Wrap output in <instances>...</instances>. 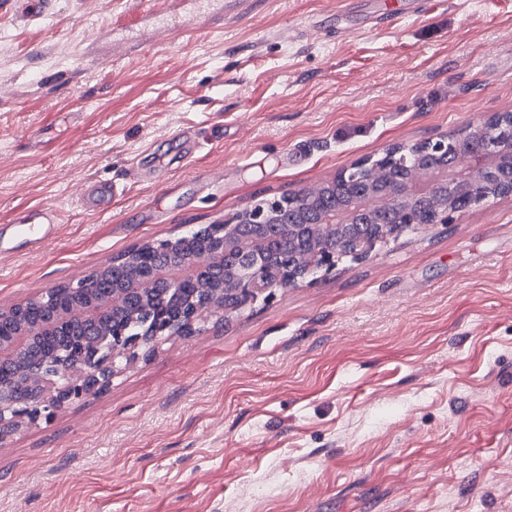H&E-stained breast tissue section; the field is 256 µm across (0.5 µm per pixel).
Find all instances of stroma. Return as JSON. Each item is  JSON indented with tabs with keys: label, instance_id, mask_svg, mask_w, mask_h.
<instances>
[{
	"label": "stroma",
	"instance_id": "1",
	"mask_svg": "<svg viewBox=\"0 0 512 512\" xmlns=\"http://www.w3.org/2000/svg\"><path fill=\"white\" fill-rule=\"evenodd\" d=\"M0 9V306L512 112V0ZM112 186L101 209L85 185ZM0 512H512V197L158 341L0 440ZM54 0H10L19 21L29 23L43 20L51 14ZM421 1L423 0H402L400 4L397 1H387L386 4L388 5L385 11L380 15L378 25L383 28H388L396 24L400 18L408 12H420ZM44 217L47 222H35L33 214L20 213L11 224V228L23 237V246L27 249L41 247L51 240L56 234V222L46 213ZM31 224H46L42 227L33 228Z\"/></svg>",
	"mask_w": 512,
	"mask_h": 512
}]
</instances>
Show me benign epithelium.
<instances>
[{
  "instance_id": "7a95c632",
  "label": "benign epithelium",
  "mask_w": 512,
  "mask_h": 512,
  "mask_svg": "<svg viewBox=\"0 0 512 512\" xmlns=\"http://www.w3.org/2000/svg\"><path fill=\"white\" fill-rule=\"evenodd\" d=\"M481 143L476 150H456L454 167L464 177L448 176L427 166L423 158L431 153H446L458 137L455 132L410 146L396 145L380 158L366 157L339 172L320 186L294 196L246 206L223 222L213 225L214 234L201 252L182 250L179 237L162 240L150 248L164 249L172 260L162 268L147 266L140 259L124 258L126 275L112 283V295L56 303L62 291L78 296L91 289L96 277L107 267L91 271L75 283L61 284L33 298V302L52 309L50 318L37 323L25 315V305L0 307V322H12V331L0 336V358L22 359L24 351L42 336H57L75 321L99 329V339L82 344L83 356L90 365L83 371L63 370V357H50L38 368L22 369L19 385L27 389L20 396L16 385L0 382V440L3 425L16 429L24 420H33L49 411L45 403L69 404L106 389L119 362L130 361L136 349L151 347L162 337L193 336L199 321L223 319L259 298L272 297L278 288L311 285L320 271L330 272L344 258L367 257L376 244L388 238L430 224H450L454 215L481 203L512 196V113L496 114L471 122L466 130ZM341 190V212L321 207L320 197ZM285 207L296 211V223H280ZM280 225L281 243L288 244V267L277 270V248L269 226ZM223 268L218 282L199 279L208 267ZM197 283L200 300L177 321L147 316V327L137 339H130L105 319H117L137 303L147 307L151 289L165 282L172 289L182 283ZM66 383L57 386L61 373Z\"/></svg>"
}]
</instances>
